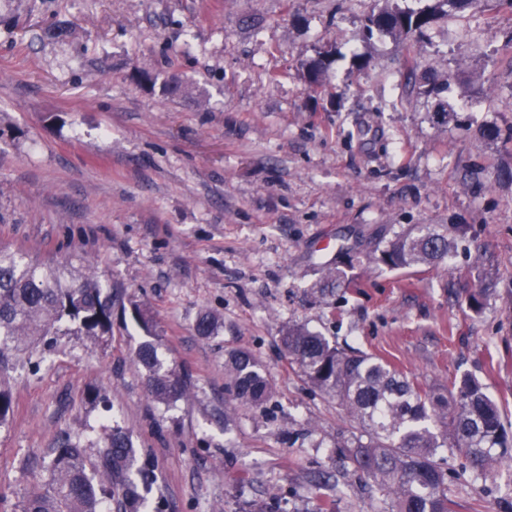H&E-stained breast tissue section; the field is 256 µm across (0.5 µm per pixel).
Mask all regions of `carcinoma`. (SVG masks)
Wrapping results in <instances>:
<instances>
[{"instance_id": "obj_1", "label": "carcinoma", "mask_w": 512, "mask_h": 512, "mask_svg": "<svg viewBox=\"0 0 512 512\" xmlns=\"http://www.w3.org/2000/svg\"><path fill=\"white\" fill-rule=\"evenodd\" d=\"M434 17L431 9L382 10L366 18V30L415 37ZM328 64L325 52L310 66L312 83L321 84ZM455 248L448 228L424 226L396 236L377 261L391 268L430 265L451 259ZM119 302L90 269L82 271L71 261L42 264L25 252L0 249V425L13 412L4 374L15 369L17 355L36 344L52 348L50 336L63 325L106 341ZM280 342L298 375L355 423V431L336 439V447L348 449L346 458L391 496L392 512H454L448 474L436 461L442 448L458 451L470 473L484 481L503 459H512V433L477 379L465 375L449 381L446 390L423 389L382 358L346 351L303 325L288 326ZM158 350L155 340H146L135 361L145 373L149 397L168 405L185 397L187 386ZM225 376L242 405L262 408L273 396L270 381L246 350L228 354ZM136 461L137 449L118 425L93 459L81 439L65 438L53 450L47 481L28 492L21 512H101L104 499L114 497L121 512H139L153 480L134 471Z\"/></svg>"}]
</instances>
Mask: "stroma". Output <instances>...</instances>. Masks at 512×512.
Here are the masks:
<instances>
[{
    "instance_id": "35a3bbf8",
    "label": "stroma",
    "mask_w": 512,
    "mask_h": 512,
    "mask_svg": "<svg viewBox=\"0 0 512 512\" xmlns=\"http://www.w3.org/2000/svg\"><path fill=\"white\" fill-rule=\"evenodd\" d=\"M436 8L422 37L367 32L383 7ZM332 50L324 87L308 64ZM184 91L163 95L138 70ZM435 73L439 94L418 81ZM496 129L487 137L486 129ZM458 227L450 264L392 269L378 248ZM0 247L81 255L123 291L112 335L57 339L10 374L0 512H20L52 450L96 455L124 427L154 479L150 512H391L336 440L353 427L281 349L301 324L425 387L477 378L512 425V9L471 0H0ZM342 284L317 295L325 267ZM481 309H472L470 293ZM153 322L189 379L158 405L134 362ZM211 313L208 337L195 326ZM250 351L264 408H226L224 359ZM107 400L92 404L91 389ZM455 512H499L512 464L450 487Z\"/></svg>"
}]
</instances>
